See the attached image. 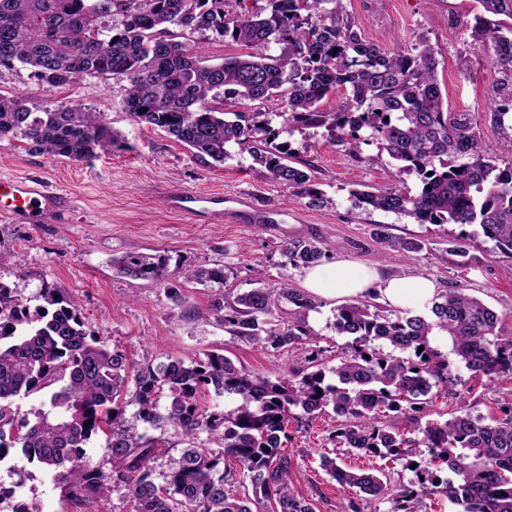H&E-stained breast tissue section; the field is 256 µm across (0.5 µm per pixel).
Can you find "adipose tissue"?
Masks as SVG:
<instances>
[{
  "label": "adipose tissue",
  "mask_w": 512,
  "mask_h": 512,
  "mask_svg": "<svg viewBox=\"0 0 512 512\" xmlns=\"http://www.w3.org/2000/svg\"><path fill=\"white\" fill-rule=\"evenodd\" d=\"M303 286L308 293L340 301H353L376 290L389 307L412 312L428 311L440 293L428 277L409 275L385 280L378 268L349 262L310 268Z\"/></svg>",
  "instance_id": "1"
}]
</instances>
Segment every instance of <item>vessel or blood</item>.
I'll return each mask as SVG.
<instances>
[{
    "instance_id": "b4317fda",
    "label": "vessel or blood",
    "mask_w": 512,
    "mask_h": 512,
    "mask_svg": "<svg viewBox=\"0 0 512 512\" xmlns=\"http://www.w3.org/2000/svg\"><path fill=\"white\" fill-rule=\"evenodd\" d=\"M170 208L195 218L206 216L215 224H266L270 218L255 211L247 196L232 197L230 205L207 206L200 195L180 192L168 197ZM69 207L64 194L51 190L42 181L22 176L0 174V218L24 224H43L57 220Z\"/></svg>"
}]
</instances>
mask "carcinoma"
Returning a JSON list of instances; mask_svg holds the SVG:
<instances>
[{"mask_svg": "<svg viewBox=\"0 0 512 512\" xmlns=\"http://www.w3.org/2000/svg\"><path fill=\"white\" fill-rule=\"evenodd\" d=\"M0 0V66L19 63L47 84L80 77H119L134 121L167 133L220 165L237 146L251 168L311 199L308 169L290 164L283 133L323 130L359 155L374 143L395 162L397 177L416 174L417 193L351 189L355 206L392 212L419 224L479 225L495 247L512 254V166L495 164L494 148L481 142L468 113L444 109L438 60L426 36L408 49L384 50L362 37L344 0ZM483 13L470 25L472 45L491 51L503 73L487 111L512 141V0H479ZM498 16L491 21L488 16ZM120 17L115 25L105 23ZM231 39L247 52L211 62L202 41ZM345 101L334 111L320 102L338 88ZM257 102L252 112H226L224 101ZM18 140L27 151L89 161L120 146L121 134L99 112L80 105L34 112L21 96L0 95V142ZM382 257L401 260L421 244L382 230ZM320 241L289 240L282 248L294 267L326 257ZM123 277L162 281L165 258L127 251L112 258ZM185 278L224 283L222 268L199 267ZM44 304L19 302L0 282V458L19 450L16 470L32 465L56 473L78 505L94 503L119 483L128 487L131 512H316L291 487L292 465L283 452L288 416L332 407L342 418L336 442L364 456L406 460L416 480L392 486L373 469L352 468L322 456L321 467L354 497L341 512H367L387 501L388 512H420L428 496H442L462 512H512V412L488 420L463 412L429 422L411 439L394 420L411 424L438 386L455 380L436 346L447 334L452 352L473 377L490 387L512 376V336L497 331L498 315L479 299L446 290L428 314L382 310L366 301L337 307L332 328L348 337L343 356L324 369L309 336L311 296L289 283L279 290L253 288L236 296L231 324L240 340L276 351H302L307 370L271 380L227 356L206 353L137 365L86 329L78 303L43 288ZM294 320H275L282 305ZM335 383L326 382V373ZM135 386L136 422L179 434L185 447L159 485L152 461L161 438L126 425L124 391ZM209 391L233 397L229 410L201 406ZM38 399L27 413L17 397ZM105 437L112 469L94 466L86 447ZM426 448L432 465L415 463ZM233 459L238 468L224 465ZM250 485L237 478V469ZM451 476H446L445 472Z\"/></svg>", "mask_w": 512, "mask_h": 512, "instance_id": "cac0c4a2", "label": "carcinoma"}]
</instances>
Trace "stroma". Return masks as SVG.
Masks as SVG:
<instances>
[{
	"label": "stroma",
	"mask_w": 512,
	"mask_h": 512,
	"mask_svg": "<svg viewBox=\"0 0 512 512\" xmlns=\"http://www.w3.org/2000/svg\"><path fill=\"white\" fill-rule=\"evenodd\" d=\"M363 37L384 49L414 45L426 36L436 52L438 79L449 111L468 113L482 141L497 150V162L512 163L508 141L484 110L501 75L485 51L473 49L467 25L481 13L478 0H344ZM27 96L36 112L81 104L102 113L119 131L120 148L89 161L72 162L27 152L20 143L0 142V169L44 178L60 189L71 209L57 224H20L0 219V282L13 288L29 306L42 302L44 287L60 289L76 300L88 329L135 363L157 364L169 357L195 359L208 352L231 358L270 378L303 367L304 357L261 348L239 340L223 313L213 310L212 286L185 280L183 271L200 266L225 267V302L256 287L277 288L282 282L301 286L306 271L289 264L285 241H325L328 263L380 266L385 277L423 275L440 290L455 288L494 309L501 335L512 336V255L500 252L478 226L420 224L412 219L355 207L348 191L363 185L417 192L415 176H396L388 156L376 145L353 156L346 145L321 138L317 150L303 146L301 135L290 138L297 167L312 166L313 184L324 202L311 205L251 169L248 154H235L224 165L196 156L163 131L135 122L125 110V81L85 77L64 86L40 82L22 65L0 67V94ZM194 190L217 195H250L261 206L286 211L281 224H210L169 209L170 191ZM385 225L392 236L421 245L408 258L385 261L374 230ZM136 249L167 261L163 282L125 278L112 270V257ZM305 322L322 335L328 361H335L345 343L329 327L338 302L318 298ZM457 385L440 391L427 419L462 409L475 416L501 414L512 404V379L492 388H471L470 372L456 365ZM339 422L334 412L314 419L298 416L288 422L285 450L292 462V487L312 499L319 512H337L342 488L320 465L321 455L354 467L374 465L392 483H406L414 474L405 461L357 457L330 441ZM30 500L43 512H76L52 473L31 468L25 480Z\"/></svg>",
	"instance_id": "1"
}]
</instances>
